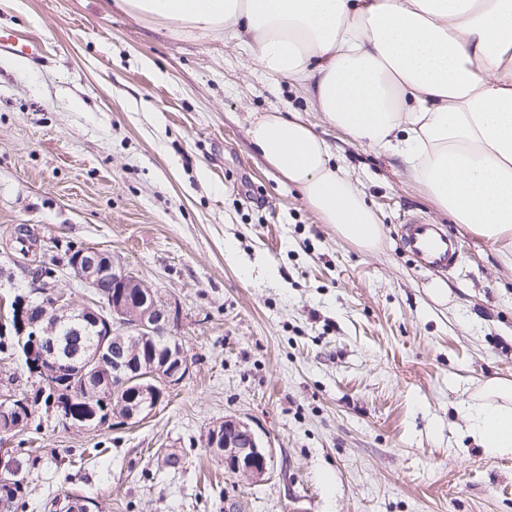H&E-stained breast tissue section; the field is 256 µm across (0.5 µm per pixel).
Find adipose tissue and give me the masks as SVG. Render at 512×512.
Listing matches in <instances>:
<instances>
[{"instance_id":"adipose-tissue-1","label":"adipose tissue","mask_w":512,"mask_h":512,"mask_svg":"<svg viewBox=\"0 0 512 512\" xmlns=\"http://www.w3.org/2000/svg\"><path fill=\"white\" fill-rule=\"evenodd\" d=\"M152 27L236 41L272 81L298 87L325 122L397 156L437 208L497 243L512 238V0H114ZM254 149L322 223L376 248L383 227L331 149L296 115L269 112ZM467 432L512 455V381L459 404Z\"/></svg>"}]
</instances>
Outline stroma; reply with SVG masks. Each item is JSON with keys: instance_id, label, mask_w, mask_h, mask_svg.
<instances>
[{"instance_id": "35a3bbf8", "label": "stroma", "mask_w": 512, "mask_h": 512, "mask_svg": "<svg viewBox=\"0 0 512 512\" xmlns=\"http://www.w3.org/2000/svg\"><path fill=\"white\" fill-rule=\"evenodd\" d=\"M0 29L39 48L27 69L0 53V298L62 258L53 240L104 249L167 305L190 360L139 423L81 430L40 410L39 430L14 433L40 456L32 512L66 493L101 512H512V457L478 448L458 411L512 379V240L450 224L399 158L271 85L234 41L146 27L113 0H0ZM274 110L327 140L379 248L321 223L252 149L251 121ZM413 216L449 225L453 271L403 251ZM227 418L271 450L262 481L206 448Z\"/></svg>"}]
</instances>
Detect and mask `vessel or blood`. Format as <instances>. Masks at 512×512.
Returning <instances> with one entry per match:
<instances>
[{
    "instance_id": "obj_1",
    "label": "vessel or blood",
    "mask_w": 512,
    "mask_h": 512,
    "mask_svg": "<svg viewBox=\"0 0 512 512\" xmlns=\"http://www.w3.org/2000/svg\"><path fill=\"white\" fill-rule=\"evenodd\" d=\"M400 237L404 252L422 269L445 272L459 259L457 241L442 225L412 219L402 224Z\"/></svg>"
}]
</instances>
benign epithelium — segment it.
I'll return each instance as SVG.
<instances>
[{"mask_svg": "<svg viewBox=\"0 0 512 512\" xmlns=\"http://www.w3.org/2000/svg\"><path fill=\"white\" fill-rule=\"evenodd\" d=\"M63 266L94 292L103 280L112 281L116 290L110 295L101 293L99 300L78 306L72 295L57 284L38 280L34 282L33 293L43 297L53 312L31 319L26 308L28 297L17 296L8 312H0V327L14 328L32 376L40 374L46 382L61 376L72 396L92 383L103 397L123 394L125 410L118 419L125 424L146 419L190 369L182 344L172 336L168 337L162 361L148 363L140 358V349L149 348L156 337L166 334L165 305L109 251L75 247L67 254ZM62 322L76 335L93 326L97 328L98 340L87 348L78 363L63 361L47 368L43 363L46 355L55 350L54 336ZM49 410L56 411L63 422L76 428L110 421L108 417L101 420L95 415L73 416L62 411V405L54 398L49 401ZM206 446L214 456L224 460L225 469L251 481L262 480L269 470L271 452L261 446L242 421L226 419L210 428ZM0 480L25 482L18 455L0 456ZM78 505L84 512H94V501L78 497L59 501L55 508L56 512H74Z\"/></svg>", "mask_w": 512, "mask_h": 512, "instance_id": "1", "label": "benign epithelium"}]
</instances>
